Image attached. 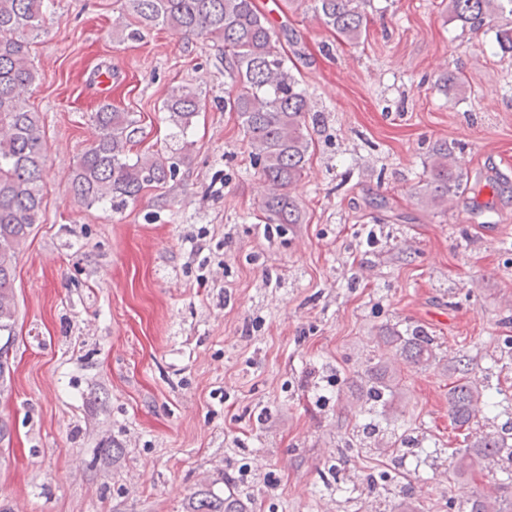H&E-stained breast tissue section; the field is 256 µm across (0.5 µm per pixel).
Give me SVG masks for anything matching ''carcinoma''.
Returning a JSON list of instances; mask_svg holds the SVG:
<instances>
[{
    "mask_svg": "<svg viewBox=\"0 0 512 512\" xmlns=\"http://www.w3.org/2000/svg\"><path fill=\"white\" fill-rule=\"evenodd\" d=\"M367 0H313V12L322 25L348 45H355L367 30ZM451 19L472 33L495 31L501 55L512 56V27L496 24L512 15V0H448ZM47 0H0V335L15 330L14 261L34 225L40 223L42 176L46 155L43 130L36 113L27 106V94L38 79L30 60L31 40L46 22ZM125 11L144 27L166 26L185 36L224 43V71L231 86L224 110L234 112L249 148L251 165L264 187L262 210L273 224H301V208L292 189L305 173L312 139L309 124L316 121L310 98L288 66V51L272 28L257 0H125ZM437 86L446 94L464 91V79L444 72ZM202 92L174 87L162 111L171 127L175 148L169 153L133 152L136 120L110 103L92 114L95 139L81 153L71 177V192L88 206L122 211L136 202L145 189L174 179L190 146L187 133L198 115ZM456 144L436 143L425 166L423 197L438 206L448 196L472 195L484 189L496 192L492 177L475 179L452 164ZM393 347L411 366L435 360L440 350L436 338L422 329L407 336H391ZM464 376L448 391V415L465 431L466 447L450 454L459 477L478 467L494 474L512 472V397L502 396L483 381L465 377L469 359L457 360ZM391 387L381 380L367 389L370 409L386 402ZM506 415L494 430L479 426L482 409ZM410 485H401L383 500L382 512H415L409 501ZM457 512H506L497 500L467 497ZM190 512H242L237 498L205 493Z\"/></svg>",
    "mask_w": 512,
    "mask_h": 512,
    "instance_id": "carcinoma-1",
    "label": "carcinoma"
}]
</instances>
